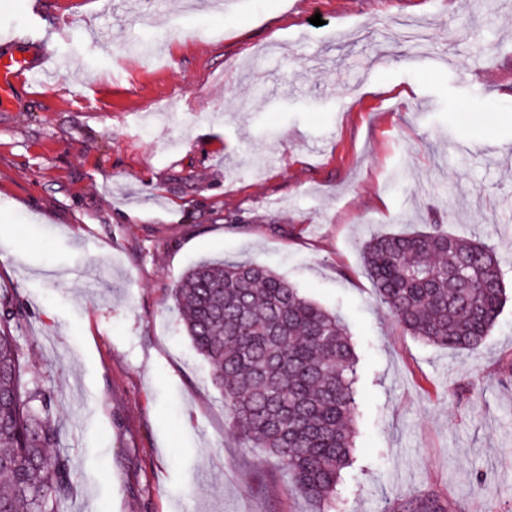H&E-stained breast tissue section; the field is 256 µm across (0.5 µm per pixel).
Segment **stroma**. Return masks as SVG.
Instances as JSON below:
<instances>
[{
    "label": "stroma",
    "mask_w": 512,
    "mask_h": 512,
    "mask_svg": "<svg viewBox=\"0 0 512 512\" xmlns=\"http://www.w3.org/2000/svg\"><path fill=\"white\" fill-rule=\"evenodd\" d=\"M61 23L57 78L0 109V295L52 397L59 512H318L242 443L173 311L181 274L223 258L348 328L336 512H512V0H0V52L39 59ZM433 224L501 259L469 355L404 333L362 264L371 236Z\"/></svg>",
    "instance_id": "1"
}]
</instances>
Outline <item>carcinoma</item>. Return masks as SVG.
Segmentation results:
<instances>
[{"instance_id": "obj_1", "label": "carcinoma", "mask_w": 512, "mask_h": 512, "mask_svg": "<svg viewBox=\"0 0 512 512\" xmlns=\"http://www.w3.org/2000/svg\"><path fill=\"white\" fill-rule=\"evenodd\" d=\"M362 259L381 302L412 336L474 352L496 323L500 261L484 242L433 224L374 236ZM172 299L244 444L273 455L298 492L334 509L357 405L356 354L341 317L256 261L199 263ZM22 319L0 297V512H56L70 468L57 451L51 399L21 385Z\"/></svg>"}]
</instances>
